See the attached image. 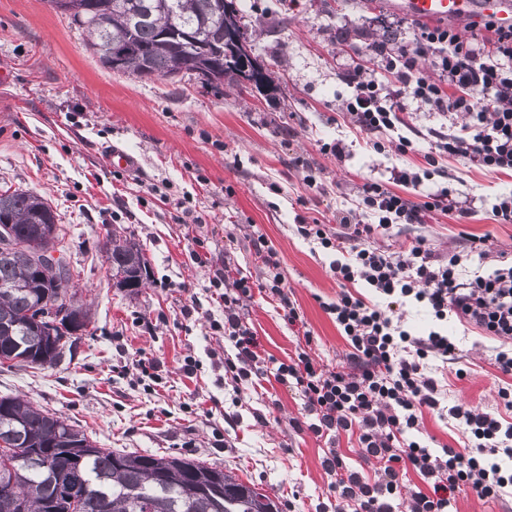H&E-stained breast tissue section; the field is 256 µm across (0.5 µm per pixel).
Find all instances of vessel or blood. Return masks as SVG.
<instances>
[{
    "instance_id": "obj_1",
    "label": "vessel or blood",
    "mask_w": 512,
    "mask_h": 512,
    "mask_svg": "<svg viewBox=\"0 0 512 512\" xmlns=\"http://www.w3.org/2000/svg\"><path fill=\"white\" fill-rule=\"evenodd\" d=\"M392 7L422 20L455 21L484 14L512 28V0H394Z\"/></svg>"
}]
</instances>
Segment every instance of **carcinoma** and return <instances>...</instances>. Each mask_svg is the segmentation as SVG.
<instances>
[{
	"label": "carcinoma",
	"instance_id": "obj_1",
	"mask_svg": "<svg viewBox=\"0 0 512 512\" xmlns=\"http://www.w3.org/2000/svg\"><path fill=\"white\" fill-rule=\"evenodd\" d=\"M235 0H68L64 12L88 36L101 63L126 51L124 72L175 80L213 67L219 82L241 72L242 55L225 31L240 27ZM224 42V55L213 46ZM13 240L0 242V365L52 368L71 354L76 337L60 320L46 331L40 303L64 307L77 296L62 259L57 271L37 277L31 245L56 251L62 240L57 214L42 196L0 191V226ZM112 276L143 288L149 265L136 241L117 234L103 245ZM0 487L13 486L26 512H279L266 493L215 464L173 455L99 448L79 425L21 395L0 396ZM74 491V504L56 500L58 485Z\"/></svg>",
	"mask_w": 512,
	"mask_h": 512
}]
</instances>
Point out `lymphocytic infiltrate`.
<instances>
[{"label":"lymphocytic infiltrate","mask_w":512,"mask_h":512,"mask_svg":"<svg viewBox=\"0 0 512 512\" xmlns=\"http://www.w3.org/2000/svg\"><path fill=\"white\" fill-rule=\"evenodd\" d=\"M491 38L465 36L451 26H425L414 48L380 50L392 80L383 84L365 71L351 73L346 110L357 128L372 135L371 146L382 153L412 152L414 144L402 133L405 96H412L429 111L466 116L461 129L436 132L433 151L421 165L393 168L390 182L367 180L359 189L355 208L336 215L342 231L329 233L322 224L297 225V233L315 241L332 259L329 268L340 285L334 300L322 302L350 350L341 368L321 364L304 347L294 356L268 369L260 343L249 326L244 302L254 292L277 298L288 324L300 315L288 295L277 251L261 232L254 245L263 255L266 273L261 282L227 269H213L207 252H191L200 268H212L209 283L215 300L224 307L223 320H211L213 332L223 334L233 353L224 359V376L234 384L259 386L266 375L298 394L308 428L320 436L338 438L357 433L361 454L375 461L379 476L367 482L349 470L337 449H329L323 464L334 475L339 506L354 512H392L408 472L417 473L427 488L415 492L409 512H452L457 493L470 492L481 499L497 500L512 494V259L490 256L482 244L470 252L490 260L488 273L465 278L462 256L436 255L424 242L398 252L371 246L378 230L396 224H418L424 213L465 215L461 201L448 189L428 194L414 203L396 188L435 175L437 157L448 154L492 171L512 174V28L486 21ZM493 45L494 56L484 53ZM431 74H423L422 62ZM371 223L358 220V213ZM362 284L363 292L351 287ZM415 302L437 320L455 316L460 323L478 328L482 335L501 342L494 365L506 383L497 390L499 408L487 411L449 404L430 364L438 361L457 368V347L437 331L412 334L396 307ZM448 417L467 435L462 448L432 451L418 439L424 412Z\"/></svg>","instance_id":"obj_1"}]
</instances>
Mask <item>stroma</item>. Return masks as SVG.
<instances>
[{
    "instance_id": "1",
    "label": "stroma",
    "mask_w": 512,
    "mask_h": 512,
    "mask_svg": "<svg viewBox=\"0 0 512 512\" xmlns=\"http://www.w3.org/2000/svg\"><path fill=\"white\" fill-rule=\"evenodd\" d=\"M240 25L257 61L279 58L269 70L274 93L112 72L48 0H0V190H30L51 203L73 282L95 316L72 361L46 370L0 367V396L27 395L79 424L102 448L169 452L232 469L274 496L279 512H336L333 477L323 466L327 440L295 428L302 417L295 393L269 377L234 404L224 339L209 329L223 312L190 251L203 245L218 263L232 256L259 280L264 269L252 230L260 228L279 254L301 317L288 325L276 300L254 295L245 313L263 354L284 361L306 341L323 363L342 364L349 346L321 307L338 284L328 257L295 224L302 218L335 227L365 180L384 182L392 167L422 164L433 132L449 131L455 117L408 100L405 120L417 150L403 156L375 152L344 112L349 72L387 76L371 51L381 32L409 46L422 25L387 0H296L292 8L250 0ZM336 142L342 155L323 151ZM111 148L134 155L138 167L115 173L106 158ZM440 165L443 176L400 187V194L420 202L445 187L465 201L467 215L428 212L422 223L379 234L376 244L396 248L421 238L444 255L463 250L472 234L512 255V224L491 216L496 199L512 194V176L451 156ZM306 167L316 188L304 181ZM182 202L199 223H176ZM113 230L142 245L152 284L114 286L103 250ZM158 280L165 289L155 288ZM193 298L198 313L183 317L181 307ZM448 334L465 371L459 378L445 370L448 400L495 408L496 340L453 319ZM140 352L156 361L164 386L148 391L121 372ZM189 355L200 362L190 378L180 369Z\"/></svg>"
}]
</instances>
